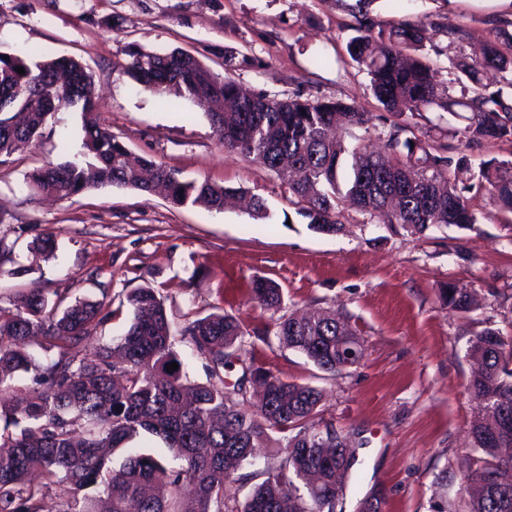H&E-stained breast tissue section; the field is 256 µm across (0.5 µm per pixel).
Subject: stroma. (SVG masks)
Masks as SVG:
<instances>
[{"instance_id": "1", "label": "stroma", "mask_w": 512, "mask_h": 512, "mask_svg": "<svg viewBox=\"0 0 512 512\" xmlns=\"http://www.w3.org/2000/svg\"><path fill=\"white\" fill-rule=\"evenodd\" d=\"M381 23L428 15L463 30L451 55L477 51L494 18L512 20V0H377ZM350 18L335 0H0V52L45 50L83 62L99 97L102 125L133 152L264 199L270 217L202 206L173 208L160 195L102 187L65 201L31 197L33 167L82 157V117L64 108L42 138L0 164V302L38 289L68 298L120 299L159 289L173 315L222 308L245 326L262 312L249 283H278L284 311L331 308L355 328L362 361L336 376L318 370L276 337L246 349L273 374L323 393L317 426L332 424L358 444L342 512H356L371 491L382 512H460L471 454L468 428L478 407L467 355L475 333L512 336V226L485 192H472L474 228L434 227L415 234L348 208L341 230L323 234L295 213L276 174L224 150L207 115L190 99L161 102L125 71L128 52L185 50L216 73L233 52L260 59L231 75L242 87L285 99L296 90L376 102L365 74L346 63ZM53 238L44 257L32 242ZM26 267L17 277L13 268ZM453 282L476 293L467 316L437 297Z\"/></svg>"}]
</instances>
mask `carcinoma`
<instances>
[{
	"instance_id": "cac0c4a2",
	"label": "carcinoma",
	"mask_w": 512,
	"mask_h": 512,
	"mask_svg": "<svg viewBox=\"0 0 512 512\" xmlns=\"http://www.w3.org/2000/svg\"><path fill=\"white\" fill-rule=\"evenodd\" d=\"M351 17L346 42L350 61L369 77L379 113L342 98L301 92L287 99L240 92L228 74L219 76L192 54L135 46L126 73L144 92L162 101L186 97L208 116L224 149L288 177L296 215L314 230H337L347 202L389 224L416 232L433 226L469 229L477 223L466 193L477 186L512 215V160L491 159L472 170L464 153L484 143L512 144V21L499 20L475 57L448 56L465 40L422 16L391 25L373 14L376 0H336ZM442 35L447 43L435 40ZM24 68L19 74L15 68ZM84 119V158L36 166L24 175L33 197L68 200L85 191L116 186L152 192L164 189L173 208L200 204L224 209L234 191L209 181L186 180L162 162L130 150L96 119L98 101L91 75L76 59L31 53L0 54V158L39 140L63 107ZM426 112L461 120L448 129L421 123ZM388 123L382 146L370 151L357 131ZM351 176L340 183L345 158ZM471 172L475 183L459 178ZM253 298L273 314L249 329L217 311L184 314L175 328L164 297L153 287L133 290L119 302L131 318L110 344L91 345L107 318L105 302L78 298L68 304L33 290L0 306V512H226L236 500L233 484L255 449L283 454L270 461L236 512H336L354 453L337 450L327 430L315 429L322 392L284 380L255 359L224 383V372L241 362L251 336L277 337L332 376L360 363L364 345L350 349L357 333L336 312L310 318L282 310L281 288L268 279L251 281ZM451 312L469 313L476 299L453 284L438 289ZM42 338V354L28 352ZM206 360L207 381L194 383L181 365L176 341ZM476 365L472 398L483 409L468 434L473 453L467 473L489 481L484 495L468 496L466 512H512V457L501 451L503 431L512 429V336L485 328L469 342ZM176 362L169 372L166 365ZM34 373L36 388L24 385ZM266 378L269 399H247L250 378ZM142 437L161 442L172 461L140 451ZM125 450L123 462L110 456ZM56 486L48 504L44 488Z\"/></svg>"
}]
</instances>
